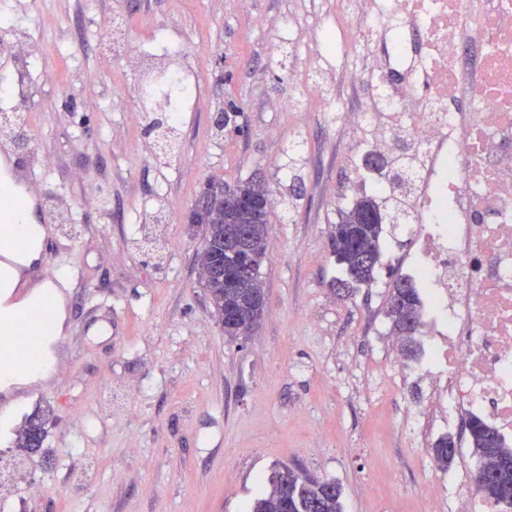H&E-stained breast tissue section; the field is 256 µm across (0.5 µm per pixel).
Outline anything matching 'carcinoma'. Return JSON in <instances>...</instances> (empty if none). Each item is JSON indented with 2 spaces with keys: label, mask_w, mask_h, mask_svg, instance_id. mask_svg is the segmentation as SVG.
<instances>
[{
  "label": "carcinoma",
  "mask_w": 512,
  "mask_h": 512,
  "mask_svg": "<svg viewBox=\"0 0 512 512\" xmlns=\"http://www.w3.org/2000/svg\"><path fill=\"white\" fill-rule=\"evenodd\" d=\"M379 176L400 185L405 182L406 168L393 162L377 168ZM255 180L248 178L226 189L220 182L207 184L205 193L213 199H224V204L213 210L205 237L209 250L199 253L198 259L221 258L224 267L233 264L241 228L250 229L248 253L258 273L232 281L216 279L204 285L217 319L232 314L235 331H249L264 312V288L261 279L263 262L269 249L267 207L254 192ZM405 213L395 196L382 197L362 194L341 210L337 223L331 225L330 239L338 264L347 275L337 280L338 287L351 288L370 283L381 263L384 225L402 224ZM422 300L408 279L395 276L392 280L388 315L395 330H400L407 313L420 320ZM472 425L470 442L480 461L493 466L486 479L476 484L477 490L494 502L512 509V446L507 445L499 433L481 418L468 419ZM438 464L448 469L455 456V442L450 437L439 439L433 446ZM342 486L329 480L302 475L287 467L278 468L271 478L268 494L257 500L252 512H343Z\"/></svg>",
  "instance_id": "cac0c4a2"
}]
</instances>
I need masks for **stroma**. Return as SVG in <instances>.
Instances as JSON below:
<instances>
[{
    "instance_id": "obj_1",
    "label": "stroma",
    "mask_w": 512,
    "mask_h": 512,
    "mask_svg": "<svg viewBox=\"0 0 512 512\" xmlns=\"http://www.w3.org/2000/svg\"><path fill=\"white\" fill-rule=\"evenodd\" d=\"M0 17V89L24 84L31 153L13 154L12 188H39V203L67 200L78 234L59 243L45 279L79 274L66 302L67 331L45 342L51 363L0 390L13 429L0 457L25 463L39 490L13 484L26 512H250L281 465L338 482L344 512H448L430 498L432 445L449 431L409 420L427 411L430 384L409 359L388 316L393 256L409 241L385 229L387 255L369 284L346 292L329 239L358 175L348 125L318 112H273L313 65L316 18L305 0H6ZM54 16L53 27L41 25ZM124 17L132 52L184 47L193 98L180 113L176 158L124 112L136 91L120 59L104 58L100 28ZM300 41L283 68L266 44L288 20ZM28 39L36 63L14 46ZM57 71L59 83L42 79ZM231 120L216 131L217 113ZM51 167H42V155ZM249 177L271 187L261 268L263 316L246 339L225 337L196 274L201 225L187 214L209 181ZM95 188L99 204L86 202ZM83 403L91 426L74 419ZM52 410L41 450L16 448L15 428ZM90 483L69 479L86 463Z\"/></svg>"
}]
</instances>
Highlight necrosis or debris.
Masks as SVG:
<instances>
[{
	"mask_svg": "<svg viewBox=\"0 0 512 512\" xmlns=\"http://www.w3.org/2000/svg\"><path fill=\"white\" fill-rule=\"evenodd\" d=\"M116 19L97 45L126 61L129 79L178 75V47L155 62L130 55ZM309 41L314 65L302 94L275 100L277 112L324 101L327 125L350 111L327 96L342 77H359L366 106L355 139L388 157L410 142V216L401 231L413 247L400 258L419 288L421 356L448 425L476 415L512 442V0H327ZM450 512H495L465 474L437 478Z\"/></svg>",
	"mask_w": 512,
	"mask_h": 512,
	"instance_id": "1",
	"label": "necrosis or debris"
}]
</instances>
